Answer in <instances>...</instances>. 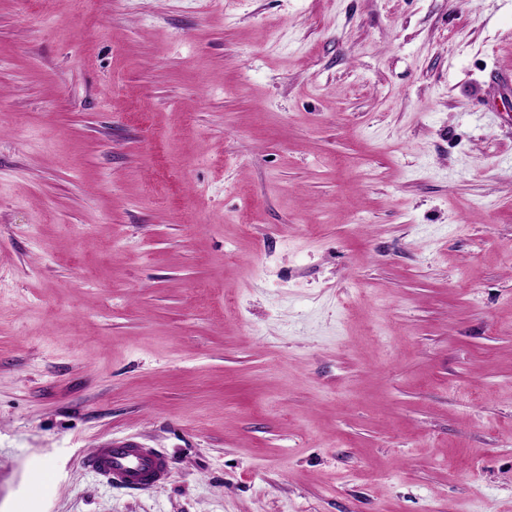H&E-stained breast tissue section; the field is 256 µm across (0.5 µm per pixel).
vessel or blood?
<instances>
[{
  "mask_svg": "<svg viewBox=\"0 0 512 512\" xmlns=\"http://www.w3.org/2000/svg\"><path fill=\"white\" fill-rule=\"evenodd\" d=\"M84 465L112 485L141 490L166 479V456L153 448L132 443H112L93 449Z\"/></svg>",
  "mask_w": 512,
  "mask_h": 512,
  "instance_id": "vessel-or-blood-1",
  "label": "vessel or blood"
}]
</instances>
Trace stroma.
I'll list each match as a JSON object with an SVG mask.
<instances>
[{"label": "stroma", "instance_id": "stroma-1", "mask_svg": "<svg viewBox=\"0 0 512 512\" xmlns=\"http://www.w3.org/2000/svg\"><path fill=\"white\" fill-rule=\"evenodd\" d=\"M511 72L512 0H0V512H512ZM84 465L110 484L132 490L146 489L168 475V461L163 453L132 443L113 442L94 448Z\"/></svg>", "mask_w": 512, "mask_h": 512}]
</instances>
